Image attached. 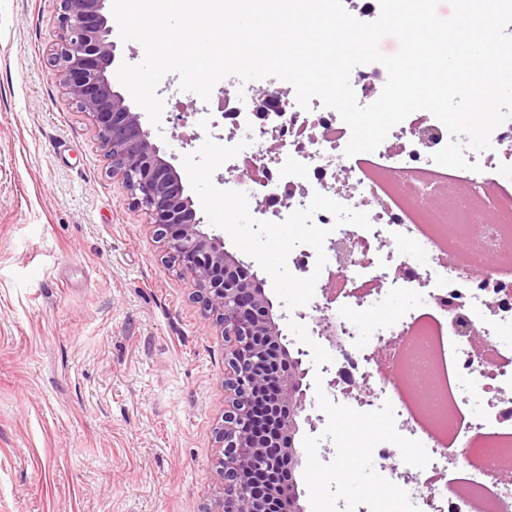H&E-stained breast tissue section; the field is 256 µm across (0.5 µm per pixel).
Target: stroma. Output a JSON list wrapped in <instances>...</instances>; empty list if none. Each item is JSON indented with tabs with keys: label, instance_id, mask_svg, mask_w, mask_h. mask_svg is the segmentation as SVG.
Instances as JSON below:
<instances>
[{
	"label": "stroma",
	"instance_id": "stroma-1",
	"mask_svg": "<svg viewBox=\"0 0 512 512\" xmlns=\"http://www.w3.org/2000/svg\"><path fill=\"white\" fill-rule=\"evenodd\" d=\"M58 32L56 0H0V512H207L224 342L46 67ZM223 89L205 101L167 74L161 124L142 126L207 231L263 281L289 350L308 352L306 512H362L389 494L379 458L348 453L373 417L332 384L345 359L312 333L321 291L286 259L298 226L257 223L249 184L226 179Z\"/></svg>",
	"mask_w": 512,
	"mask_h": 512
}]
</instances>
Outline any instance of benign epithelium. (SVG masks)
Returning <instances> with one entry per match:
<instances>
[{
	"instance_id": "obj_1",
	"label": "benign epithelium",
	"mask_w": 512,
	"mask_h": 512,
	"mask_svg": "<svg viewBox=\"0 0 512 512\" xmlns=\"http://www.w3.org/2000/svg\"><path fill=\"white\" fill-rule=\"evenodd\" d=\"M59 33L47 57L59 85L76 111L95 130L112 177L121 181L134 207L153 228L163 258L190 278L207 328L224 338V420L218 475L222 492L212 512H305L294 473L301 466L296 446L298 418L306 410L308 351L291 355L274 305L261 284L224 250V237L203 230L192 198L176 168L144 130L141 115L114 90L108 69L116 59L107 0H57ZM253 111L282 110L265 92ZM339 266L366 263L367 249L351 234L332 244ZM456 332L482 343L480 331L464 317ZM318 337L336 344V321L316 320Z\"/></svg>"
}]
</instances>
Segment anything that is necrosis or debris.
I'll return each instance as SVG.
<instances>
[{
	"label": "necrosis or debris",
	"mask_w": 512,
	"mask_h": 512,
	"mask_svg": "<svg viewBox=\"0 0 512 512\" xmlns=\"http://www.w3.org/2000/svg\"><path fill=\"white\" fill-rule=\"evenodd\" d=\"M248 98L242 91L224 95L236 121L234 132L224 137V159L261 155L267 131L290 135L287 152L278 155L256 192L268 200L287 198V205L275 213L279 223L306 226L298 253L314 282H321L323 274L341 272L336 302L353 313L342 342L356 338L360 323L376 339L396 333L408 338L401 372L425 390L440 428H415L431 452L402 457L400 466H430L447 445L476 447L481 463L456 466L438 496L446 499L448 512H476L484 503L492 512H512V484L492 478L512 459V415L503 416L496 409L482 420L472 417V407L485 388L512 401V177L503 175L505 168H512V156L504 157L501 151L504 143H512V120L493 131L481 169L474 172L433 160V153L450 139L435 119L430 122L436 132L432 145H424L400 123L395 131L405 140L402 150L391 151L383 143L375 151L348 157L344 150L350 129L335 110L319 112L320 136L298 142L292 134L306 127L309 119L296 100H289L287 116L273 112L261 120L251 112ZM332 167L347 173V190L331 189L326 176ZM298 186L303 194L288 198L289 188ZM370 196L380 198V206L368 207L365 200ZM474 226L480 232L469 239L470 260L461 263L446 257L450 237L459 228ZM352 234L371 243L372 258L343 269L331 245ZM396 257L404 265L423 266L428 299L420 311L379 316L362 290L382 279L386 262ZM460 314L485 336L496 354L493 366L478 361L471 343L451 325V318ZM372 396L387 415L381 420L384 433L369 452L384 459L391 456L396 440L388 414L395 410L403 415L407 408L398 381L380 384Z\"/></svg>",
	"instance_id": "necrosis-or-debris-1"
}]
</instances>
